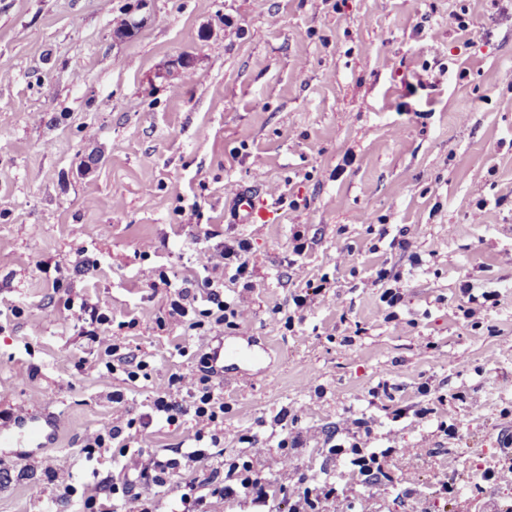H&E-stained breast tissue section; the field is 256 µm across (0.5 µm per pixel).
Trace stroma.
<instances>
[{
  "label": "stroma",
  "mask_w": 512,
  "mask_h": 512,
  "mask_svg": "<svg viewBox=\"0 0 512 512\" xmlns=\"http://www.w3.org/2000/svg\"><path fill=\"white\" fill-rule=\"evenodd\" d=\"M462 7L468 42L448 28ZM123 17L144 25L118 41ZM183 55L187 77L171 66ZM228 183L272 201L265 223H231ZM404 226L421 264L389 246ZM206 237L249 239L260 283L220 340L168 325L150 278L194 275ZM84 256L93 274L77 272ZM383 263L403 275L396 325L373 284ZM323 277L334 295L304 323L273 320ZM466 281L499 293L487 326L457 309ZM83 298L112 311L149 379L82 368L96 354L68 302ZM221 345L225 454H250L237 433L267 438L284 407L318 434L360 417L372 448L406 449L428 512H512V485L475 488L512 438V0H0V414L58 423L0 446V512H79L57 506V476L80 487L121 467L88 458L83 436L146 412L152 381ZM424 383L449 400L421 420ZM295 455L310 478L335 474V512H405L390 488L361 499L319 437ZM446 474L451 502L433 493Z\"/></svg>",
  "instance_id": "35a3bbf8"
}]
</instances>
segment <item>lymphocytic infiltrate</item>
Segmentation results:
<instances>
[{"mask_svg": "<svg viewBox=\"0 0 512 512\" xmlns=\"http://www.w3.org/2000/svg\"><path fill=\"white\" fill-rule=\"evenodd\" d=\"M199 276L182 279L169 298V317L185 332L200 336H220L236 329L251 315L247 294L253 291L255 263L249 239L237 238L196 251ZM232 270L233 281L243 292L233 298L224 295L225 270ZM76 320L82 336L97 349L90 369L98 375L113 373L122 367L127 381L137 382L148 364L131 353L123 352L115 339L112 317L95 303L81 302ZM200 373L174 372L155 391L149 412L124 421L104 425L83 438L88 456L117 450L125 460L120 473L107 484H98L94 494L84 497V512H153L149 494L152 488H168L173 512H211L212 499L242 501L253 512H275L276 497L288 503V512H329L338 489L334 481L310 483L302 474L292 451L307 440L303 431H289V412L280 410L274 419L283 433L277 442L276 463L281 471L297 475L291 484L281 485L279 495H271L272 480L254 457L225 458L220 445L224 440V416L229 407L224 391L213 380L209 355L200 358ZM189 418L183 429L182 457H164L138 445L141 432L162 418L175 423ZM371 431L364 419L349 417L327 433L324 442L330 457H347L363 479L366 488L396 485L401 496L411 495L417 484L415 473L405 467L404 449L369 447ZM202 464L200 475L182 481L178 475L183 462Z\"/></svg>", "mask_w": 512, "mask_h": 512, "instance_id": "obj_1", "label": "lymphocytic infiltrate"}]
</instances>
